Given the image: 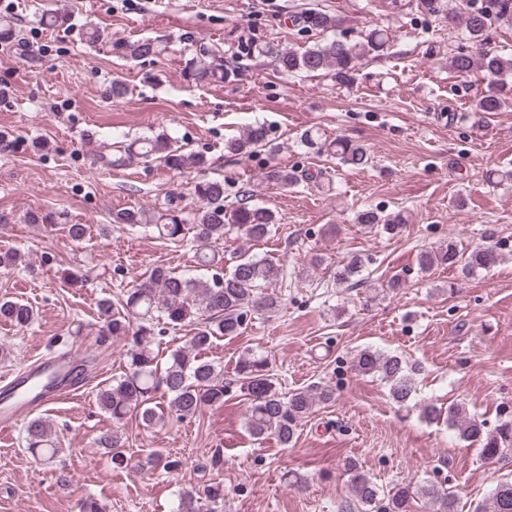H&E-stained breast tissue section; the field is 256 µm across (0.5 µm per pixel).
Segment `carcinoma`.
Returning a JSON list of instances; mask_svg holds the SVG:
<instances>
[{
  "label": "carcinoma",
  "instance_id": "1",
  "mask_svg": "<svg viewBox=\"0 0 512 512\" xmlns=\"http://www.w3.org/2000/svg\"><path fill=\"white\" fill-rule=\"evenodd\" d=\"M299 22L303 28L320 33L337 27L334 17L316 9L305 12ZM494 22L512 26V0H488L487 6L471 9L463 18L469 39L474 41L480 40ZM389 41L390 32L376 26L354 42L334 38L300 49L268 45L262 52L272 56L285 72H324L349 84L355 79L361 61L384 51ZM166 49V42L150 37L131 40L122 46L123 55L128 60L159 57ZM475 66L501 89L512 80V56L485 53L476 61L469 55L458 54L451 60V67L457 72L466 73ZM185 71L196 81L224 78V66L214 65L202 55L188 59ZM268 133L265 126L252 125L243 136L227 142L226 148L235 155L248 154L265 144ZM329 146L345 165L362 166L369 161L366 148L351 140L338 138ZM136 159L159 160L179 171L199 170L207 165L204 156L183 152L177 141L165 133L138 137L119 145L111 154L101 156L100 162L117 169ZM265 178L286 186L296 180V175L286 168L274 167L266 172ZM193 194L200 206L190 215L183 214V210L169 199L158 210L124 209L112 217L117 224H152L159 236L171 241L193 234L200 247L198 264L214 269L211 277L196 280L157 266L135 288L127 291L119 304L110 299L99 303L101 340L122 337L129 345L123 375L96 392L99 409L110 415L116 424L112 430L100 435L98 445L106 450L117 467L127 465L117 424L132 415L145 427L163 422L164 412L155 402L158 390H164L169 396L170 412L181 419L194 417L207 407L224 405L223 371L206 360L203 352L219 336L239 335L251 311L270 312L276 307L272 297L257 298V289L282 277L284 266L250 253V243L271 234L276 221L274 213L251 203L245 190L237 205L229 207L225 204L224 181L218 178L195 182ZM356 222L370 233L394 237L400 234L406 219L400 212L386 214L369 208L357 213ZM231 228L236 229L242 245L228 267L224 258L209 252V246L224 238V230ZM501 260L502 254L493 242L464 255L450 240L444 247L421 251L418 265L423 271L439 266H458L462 275L469 276L478 270H489ZM364 267L365 260L353 256L338 267L336 281L346 283L359 275ZM193 312L203 319L194 328L186 346L172 351L167 362L160 363L153 349V337L149 336V328L143 322L152 320L158 313L165 316L167 324L176 327ZM34 319L35 312L30 305L20 301H0L1 322L27 326ZM355 368L361 374L380 376L389 385L390 397L398 404H406L417 392V376L421 368L398 355L364 348L355 357ZM236 373L239 390L250 400L245 428L256 440L273 435L280 444L290 445L299 422L311 413L313 407L335 399L333 389L328 386L296 389L283 396L269 373L267 358L256 353L240 357ZM420 417L426 422L446 423L461 440L478 446L485 459H495L512 450V415L504 416L490 428L486 420L470 416L461 404L450 403L443 407L431 401L420 405ZM25 441L31 457L41 464L53 462L60 452L51 438L49 426L39 417L27 422ZM347 472L355 500L343 503L339 512H413L419 500L433 503L436 512H457L455 496L433 483L397 484L388 491L387 503L382 505L378 487L356 465H348ZM475 512H512V481L499 482L491 494L476 505Z\"/></svg>",
  "mask_w": 512,
  "mask_h": 512
}]
</instances>
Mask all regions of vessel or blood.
Listing matches in <instances>:
<instances>
[{
	"label": "vessel or blood",
	"instance_id": "vessel-or-blood-1",
	"mask_svg": "<svg viewBox=\"0 0 512 512\" xmlns=\"http://www.w3.org/2000/svg\"><path fill=\"white\" fill-rule=\"evenodd\" d=\"M79 356L76 348L61 357L48 353L13 373L0 386V433H10L48 403L78 394L84 387L76 374Z\"/></svg>",
	"mask_w": 512,
	"mask_h": 512
}]
</instances>
